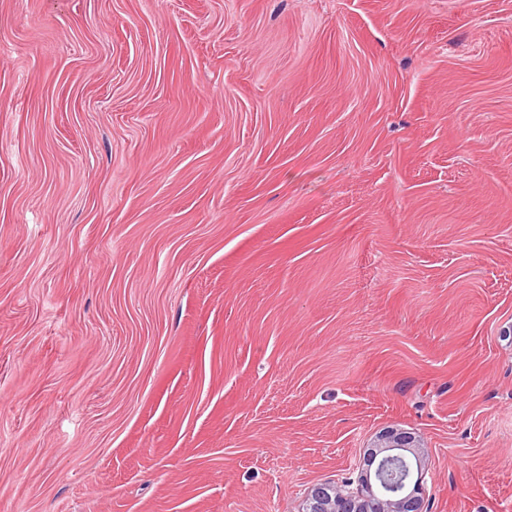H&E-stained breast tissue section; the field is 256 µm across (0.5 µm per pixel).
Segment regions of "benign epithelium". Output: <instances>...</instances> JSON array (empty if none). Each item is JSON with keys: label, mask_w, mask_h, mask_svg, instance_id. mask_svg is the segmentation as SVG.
Masks as SVG:
<instances>
[{"label": "benign epithelium", "mask_w": 512, "mask_h": 512, "mask_svg": "<svg viewBox=\"0 0 512 512\" xmlns=\"http://www.w3.org/2000/svg\"><path fill=\"white\" fill-rule=\"evenodd\" d=\"M413 432L393 426L379 435V443L367 458L363 494L331 482L317 483L307 494L306 512H425L422 476L409 473Z\"/></svg>", "instance_id": "obj_1"}]
</instances>
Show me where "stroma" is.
Instances as JSON below:
<instances>
[{"label": "stroma", "instance_id": "1", "mask_svg": "<svg viewBox=\"0 0 512 512\" xmlns=\"http://www.w3.org/2000/svg\"><path fill=\"white\" fill-rule=\"evenodd\" d=\"M508 328L512 0H0V512H512ZM378 437L379 443L370 452L362 476L366 485L365 494L354 493L346 489L347 485L317 483L307 494L306 512L426 511L422 496L423 474L420 469H417L418 476L412 489H409L413 469L405 452L413 453L412 448H417L413 432L393 426L385 429Z\"/></svg>", "mask_w": 512, "mask_h": 512}]
</instances>
